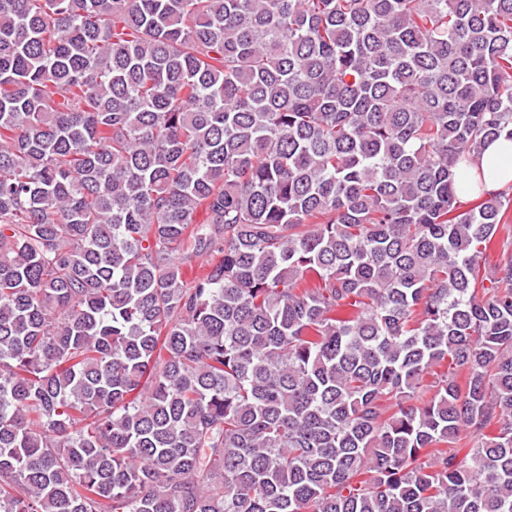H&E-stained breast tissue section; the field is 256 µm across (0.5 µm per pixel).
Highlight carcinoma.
I'll return each mask as SVG.
<instances>
[{"label":"carcinoma","mask_w":512,"mask_h":512,"mask_svg":"<svg viewBox=\"0 0 512 512\" xmlns=\"http://www.w3.org/2000/svg\"><path fill=\"white\" fill-rule=\"evenodd\" d=\"M504 134L512 0H0V512H512ZM491 162H500L501 170L497 176L483 180L481 191L486 194H496L512 184V140L504 136L499 137L486 146L479 158L464 167L466 170L464 180L467 186L459 190L460 197L467 198L470 195L468 190L470 182L477 178L479 169L486 170Z\"/></svg>","instance_id":"cac0c4a2"}]
</instances>
